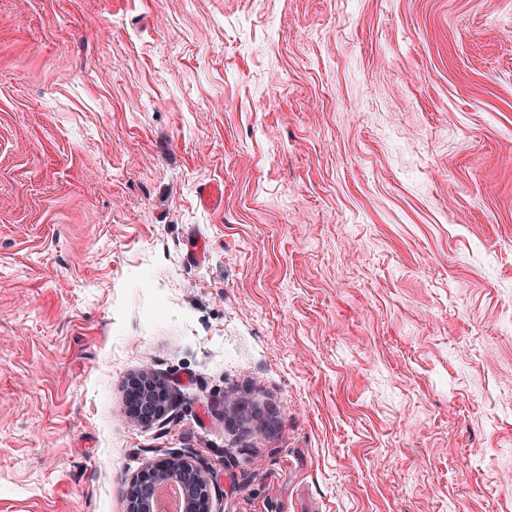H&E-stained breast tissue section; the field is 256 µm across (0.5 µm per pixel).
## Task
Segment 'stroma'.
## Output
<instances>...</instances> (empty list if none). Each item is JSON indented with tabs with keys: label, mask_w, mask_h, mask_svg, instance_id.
<instances>
[{
	"label": "stroma",
	"mask_w": 512,
	"mask_h": 512,
	"mask_svg": "<svg viewBox=\"0 0 512 512\" xmlns=\"http://www.w3.org/2000/svg\"><path fill=\"white\" fill-rule=\"evenodd\" d=\"M166 452L212 512H512V0H0V512ZM173 402L168 382L151 372H141L127 381L125 415L131 421L149 426L162 419Z\"/></svg>",
	"instance_id": "35a3bbf8"
}]
</instances>
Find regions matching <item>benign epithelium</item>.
Masks as SVG:
<instances>
[{
  "label": "benign epithelium",
  "instance_id": "7a95c632",
  "mask_svg": "<svg viewBox=\"0 0 512 512\" xmlns=\"http://www.w3.org/2000/svg\"><path fill=\"white\" fill-rule=\"evenodd\" d=\"M173 402L168 382L151 372H141L127 381L125 415L131 421L150 426L162 419ZM176 481L185 491L184 512H211L210 484L206 470L193 457L170 452L146 461L130 478L126 512H151L155 487Z\"/></svg>",
  "mask_w": 512,
  "mask_h": 512
}]
</instances>
